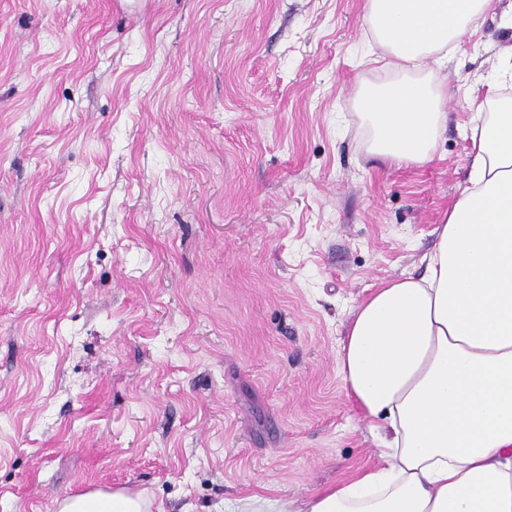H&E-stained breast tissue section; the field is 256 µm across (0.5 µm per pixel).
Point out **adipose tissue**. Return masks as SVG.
I'll return each mask as SVG.
<instances>
[{
	"mask_svg": "<svg viewBox=\"0 0 512 512\" xmlns=\"http://www.w3.org/2000/svg\"><path fill=\"white\" fill-rule=\"evenodd\" d=\"M498 0H365L387 77L361 82L366 149L401 166L435 156L448 123L437 73ZM471 127L469 181L434 229L421 276L388 280L353 309L337 353L381 466L277 501V512H512V97ZM58 512H150L125 488Z\"/></svg>",
	"mask_w": 512,
	"mask_h": 512,
	"instance_id": "ef3b65f1",
	"label": "adipose tissue"
}]
</instances>
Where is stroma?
Returning <instances> with one entry per match:
<instances>
[{
    "label": "stroma",
    "instance_id": "obj_1",
    "mask_svg": "<svg viewBox=\"0 0 512 512\" xmlns=\"http://www.w3.org/2000/svg\"><path fill=\"white\" fill-rule=\"evenodd\" d=\"M363 6L0 0V512H234L380 465L336 354L423 274L512 25L463 38L436 155L397 167L356 114ZM58 512H149L150 502L140 492L125 488L92 490L70 496L58 504Z\"/></svg>",
    "mask_w": 512,
    "mask_h": 512
}]
</instances>
